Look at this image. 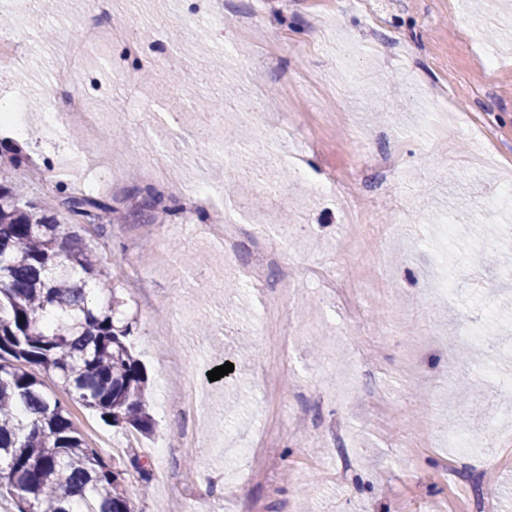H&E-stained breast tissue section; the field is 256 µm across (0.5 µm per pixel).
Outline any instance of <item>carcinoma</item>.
Here are the masks:
<instances>
[{
	"label": "carcinoma",
	"mask_w": 512,
	"mask_h": 512,
	"mask_svg": "<svg viewBox=\"0 0 512 512\" xmlns=\"http://www.w3.org/2000/svg\"><path fill=\"white\" fill-rule=\"evenodd\" d=\"M65 215L0 182V484L15 512H134L129 469L147 491L152 472L90 448L70 404L111 417L140 436L153 430L146 374L128 337L134 319L101 259L71 228L90 212L114 213L89 195L67 196ZM40 372L65 395L45 389Z\"/></svg>",
	"instance_id": "1"
}]
</instances>
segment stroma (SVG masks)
<instances>
[{
	"label": "stroma",
	"mask_w": 512,
	"mask_h": 512,
	"mask_svg": "<svg viewBox=\"0 0 512 512\" xmlns=\"http://www.w3.org/2000/svg\"><path fill=\"white\" fill-rule=\"evenodd\" d=\"M259 17L278 42L277 64L239 33V16ZM80 0L46 11L27 0L6 27L23 47L0 59V102L23 103L26 147L20 168L0 178L27 184L42 207L59 210L66 195L96 194L116 209L113 224L76 226L82 246L100 251L135 317L133 352L147 372V437L104 424L74 406L88 445L104 459L149 457V491L129 482L138 512H512V447L451 461L448 432L480 436L512 423V311L486 314L485 301L512 296V270L482 264V245L497 237L512 255V0H112L111 24L134 29L142 52L115 40L88 47L79 87L61 86L55 70L73 39ZM196 85L177 90L172 77ZM442 87L448 111L431 114L427 91ZM93 103L112 133L106 165L87 133H48V113H63L74 94ZM253 98L252 115L226 108ZM294 113L280 128L278 113ZM234 129L224 152L246 167L232 196L201 138L217 125ZM151 156L187 184L207 180L225 218L241 224L235 258L205 233L210 212L178 201L168 211L138 209L139 184L97 191L107 169L132 168L156 128ZM394 151L399 175L378 195L366 223H351L343 191L322 194L325 172L337 183L374 190L371 155ZM78 159L68 181L34 180L59 157ZM302 168L288 193L283 174ZM288 211L291 223L268 224ZM440 246V225L458 213ZM279 241L295 273L280 293L284 319L261 318L264 285L277 273L251 267L260 243ZM202 254L190 265L185 254ZM329 266L362 284L371 269L383 290L364 305V325L344 301L322 296L311 268ZM489 338L467 366L455 361L449 331L459 322ZM294 339L291 363L271 350ZM375 354V381H360L347 399L336 381L360 373V354ZM232 375L209 381L220 361ZM487 394L469 411L473 382ZM395 404L391 422L372 410V386ZM306 415L295 429L290 410Z\"/></svg>",
	"instance_id": "stroma-1"
}]
</instances>
